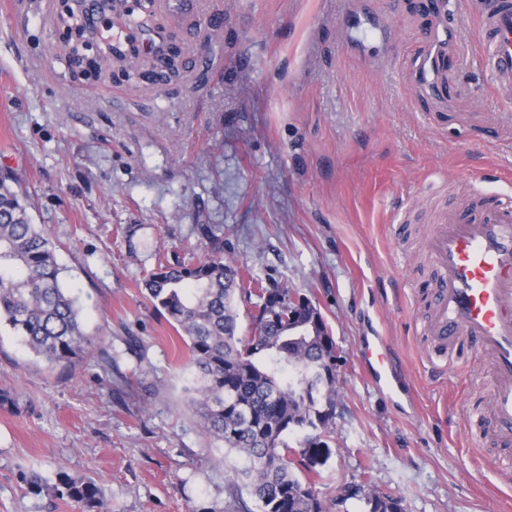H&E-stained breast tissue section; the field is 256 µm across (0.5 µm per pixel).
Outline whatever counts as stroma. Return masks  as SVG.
Returning a JSON list of instances; mask_svg holds the SVG:
<instances>
[{
    "label": "stroma",
    "instance_id": "stroma-1",
    "mask_svg": "<svg viewBox=\"0 0 512 512\" xmlns=\"http://www.w3.org/2000/svg\"><path fill=\"white\" fill-rule=\"evenodd\" d=\"M492 0H157L141 47L171 38L179 77L75 79L58 0H0V173L55 243L90 349L51 366L0 326V512H83L60 475L103 485L99 512H224V449L188 408L186 347L143 280L158 258L212 253L307 294L330 327L341 397L325 500L371 481L404 512H512L502 448L468 412L484 365L426 354L422 242L442 213L512 202V102L483 63ZM449 27L433 92L428 32ZM139 337V355L125 339ZM388 337L412 400L367 378ZM112 345L119 386L95 358ZM42 478L31 491L32 474Z\"/></svg>",
    "mask_w": 512,
    "mask_h": 512
}]
</instances>
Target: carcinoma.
<instances>
[{
  "label": "carcinoma",
  "mask_w": 512,
  "mask_h": 512,
  "mask_svg": "<svg viewBox=\"0 0 512 512\" xmlns=\"http://www.w3.org/2000/svg\"><path fill=\"white\" fill-rule=\"evenodd\" d=\"M87 11L84 0L63 5L57 22L73 29ZM22 192L0 177V323L11 327L27 347L49 364L70 361L87 343L74 298L59 275L53 242L31 223ZM158 315L188 348L194 372L192 410L204 432L224 446L228 465L225 512H348L347 501L362 512H403L401 501L364 482L331 502L313 493V477L301 478L288 453L304 464L305 428L315 425L324 402L336 401V344L288 331L292 290L266 288L231 256L195 263H158L143 280ZM256 299L263 335H240L237 299ZM296 437L297 447L288 444ZM60 495L85 508L101 506L102 486L91 480L59 477ZM254 507H249L244 497Z\"/></svg>",
  "instance_id": "1"
}]
</instances>
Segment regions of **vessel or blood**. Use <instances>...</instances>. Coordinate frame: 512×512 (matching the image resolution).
<instances>
[{
  "mask_svg": "<svg viewBox=\"0 0 512 512\" xmlns=\"http://www.w3.org/2000/svg\"><path fill=\"white\" fill-rule=\"evenodd\" d=\"M484 65L493 83L512 91V0H493L481 17ZM436 271L428 331L440 366L469 344L485 362L492 392L489 427L512 446V204L489 196L445 214L425 242ZM370 375L388 393L404 390L385 341H377Z\"/></svg>",
  "mask_w": 512,
  "mask_h": 512,
  "instance_id": "b4317fda",
  "label": "vessel or blood"
}]
</instances>
